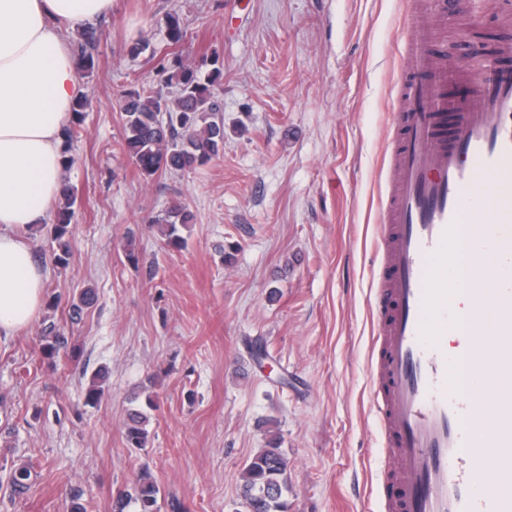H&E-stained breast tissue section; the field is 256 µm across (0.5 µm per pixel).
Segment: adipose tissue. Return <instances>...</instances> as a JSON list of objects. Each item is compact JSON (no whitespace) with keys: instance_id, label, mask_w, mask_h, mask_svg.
I'll return each mask as SVG.
<instances>
[{"instance_id":"obj_1","label":"adipose tissue","mask_w":512,"mask_h":512,"mask_svg":"<svg viewBox=\"0 0 512 512\" xmlns=\"http://www.w3.org/2000/svg\"><path fill=\"white\" fill-rule=\"evenodd\" d=\"M112 0H0V334L28 328L45 274L23 229L48 223L62 186L63 131L83 89L61 33L110 13Z\"/></svg>"}]
</instances>
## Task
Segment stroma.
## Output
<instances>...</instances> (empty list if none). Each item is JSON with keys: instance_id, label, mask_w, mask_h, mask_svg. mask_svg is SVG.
<instances>
[{"instance_id": "35a3bbf8", "label": "stroma", "mask_w": 512, "mask_h": 512, "mask_svg": "<svg viewBox=\"0 0 512 512\" xmlns=\"http://www.w3.org/2000/svg\"><path fill=\"white\" fill-rule=\"evenodd\" d=\"M429 0H112L98 64L79 79L90 102L66 177L77 201L67 266L51 234L26 233L47 276L40 314L0 335V512H113L141 470L160 488L157 512H244L241 474L270 433L288 460V512H384L376 488L391 461L371 403L375 238L391 181V106L407 66L403 19L435 28L448 51L498 32L483 0L475 27ZM178 13L224 62V154L185 173L135 176L119 148L115 95L133 79L159 84L130 57L161 42ZM193 216L185 248L160 241L154 217ZM134 237L139 267L121 246ZM233 247L231 261L223 248ZM96 301L78 320L81 289ZM56 323L77 357L52 366L42 329ZM268 355L253 360L249 344ZM106 369L104 396L85 402ZM151 385L147 448L127 447L126 411ZM33 463L14 494L11 467Z\"/></svg>"}]
</instances>
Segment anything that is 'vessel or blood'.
Returning a JSON list of instances; mask_svg holds the SVG:
<instances>
[{
    "mask_svg": "<svg viewBox=\"0 0 512 512\" xmlns=\"http://www.w3.org/2000/svg\"><path fill=\"white\" fill-rule=\"evenodd\" d=\"M409 75L396 90L398 132L391 150L393 189L376 251L373 290L378 337L372 405L396 469L383 481L388 512H512V313L489 330L492 357L467 341L436 349L448 333V266L464 224L487 230L461 267L470 287L463 312L483 319L491 296L512 298V68L466 72L468 98L450 106L454 77L437 63L433 36L415 31L405 46ZM496 252L497 263L484 258ZM480 384L500 418L487 429L459 381ZM488 464L506 493L478 492L474 468Z\"/></svg>",
    "mask_w": 512,
    "mask_h": 512,
    "instance_id": "obj_1",
    "label": "vessel or blood"
}]
</instances>
